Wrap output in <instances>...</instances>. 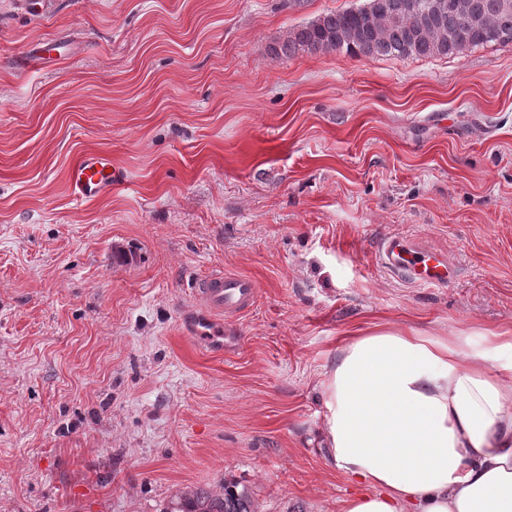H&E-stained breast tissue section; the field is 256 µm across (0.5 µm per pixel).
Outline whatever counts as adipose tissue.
I'll use <instances>...</instances> for the list:
<instances>
[{
    "instance_id": "obj_1",
    "label": "adipose tissue",
    "mask_w": 512,
    "mask_h": 512,
    "mask_svg": "<svg viewBox=\"0 0 512 512\" xmlns=\"http://www.w3.org/2000/svg\"><path fill=\"white\" fill-rule=\"evenodd\" d=\"M324 390L320 444L361 488L340 512H512V327L374 326L340 345Z\"/></svg>"
}]
</instances>
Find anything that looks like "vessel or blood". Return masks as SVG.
<instances>
[{
  "label": "vessel or blood",
  "instance_id": "obj_1",
  "mask_svg": "<svg viewBox=\"0 0 512 512\" xmlns=\"http://www.w3.org/2000/svg\"><path fill=\"white\" fill-rule=\"evenodd\" d=\"M75 193L92 199L112 189V161L103 154H88L76 161L69 172ZM377 259L393 278L423 287H439L457 277L455 266L446 254L432 251L400 234H389L377 245ZM255 282L236 274H220L206 278L198 297L210 311L233 318L252 307L257 299Z\"/></svg>",
  "mask_w": 512,
  "mask_h": 512
}]
</instances>
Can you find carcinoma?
Returning a JSON list of instances; mask_svg holds the SVG:
<instances>
[{"instance_id": "cac0c4a2", "label": "carcinoma", "mask_w": 512, "mask_h": 512, "mask_svg": "<svg viewBox=\"0 0 512 512\" xmlns=\"http://www.w3.org/2000/svg\"><path fill=\"white\" fill-rule=\"evenodd\" d=\"M454 7H448V2ZM512 44V8L503 0H366L294 28L271 48L277 57L341 52L353 57L456 56L488 43ZM166 512H256L249 492L224 483L220 493L196 488Z\"/></svg>"}]
</instances>
